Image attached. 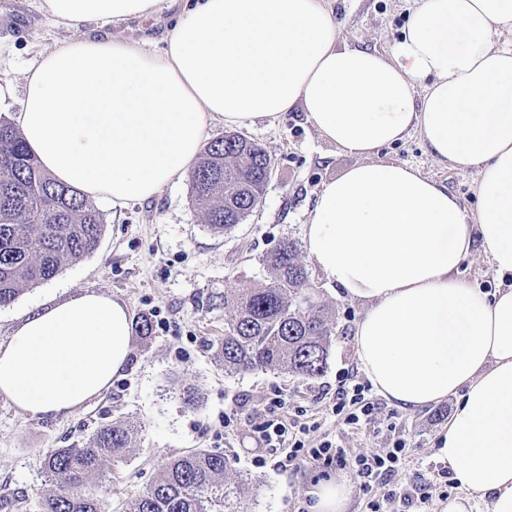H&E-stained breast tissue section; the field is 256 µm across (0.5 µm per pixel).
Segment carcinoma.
<instances>
[{"instance_id": "carcinoma-1", "label": "carcinoma", "mask_w": 512, "mask_h": 512, "mask_svg": "<svg viewBox=\"0 0 512 512\" xmlns=\"http://www.w3.org/2000/svg\"><path fill=\"white\" fill-rule=\"evenodd\" d=\"M271 159L257 143L227 133L212 141L191 172L195 202L205 222L230 230L257 205ZM103 216L76 189L43 171L22 135L0 120V307L19 292L52 279L68 262L98 245ZM272 277L224 294V338L218 355L229 374L273 369L304 380L326 364L334 331L332 311L307 293L308 275L297 241L285 238L265 259ZM141 425L104 424L81 448H56L42 458V473L55 489L42 499V512H104L87 490L102 479L110 455L130 447ZM224 454L193 449L172 458L129 512H210L223 499L230 505Z\"/></svg>"}]
</instances>
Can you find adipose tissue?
I'll return each instance as SVG.
<instances>
[{
  "label": "adipose tissue",
  "mask_w": 512,
  "mask_h": 512,
  "mask_svg": "<svg viewBox=\"0 0 512 512\" xmlns=\"http://www.w3.org/2000/svg\"><path fill=\"white\" fill-rule=\"evenodd\" d=\"M160 4L42 0L68 28ZM297 106L356 159L321 185L304 242L330 285L370 303L354 334L365 374L404 410L457 395L441 452L465 495L445 512H468L472 493L512 512V0H418L387 56L342 42L330 0H185L161 51L108 34L45 49L16 123L47 173L121 207L190 174L214 123ZM413 132L476 170L477 211L378 160ZM476 247L493 293L458 276ZM132 334L129 308L98 290L33 306L0 342V397L31 418L70 416L122 376Z\"/></svg>",
  "instance_id": "obj_1"
}]
</instances>
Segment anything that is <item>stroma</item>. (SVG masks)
Here are the masks:
<instances>
[{
    "label": "stroma",
    "mask_w": 512,
    "mask_h": 512,
    "mask_svg": "<svg viewBox=\"0 0 512 512\" xmlns=\"http://www.w3.org/2000/svg\"><path fill=\"white\" fill-rule=\"evenodd\" d=\"M415 0H334L340 35L347 43L390 53L399 40ZM180 0H162L160 10L139 20L110 26L113 38L150 37L162 49L164 37L181 10ZM83 29L57 25L41 0H0V83L20 84L25 69L53 44L82 37ZM241 134L260 144L272 160V176L242 224L229 231L212 229L194 202L190 179L166 186L154 199L115 207L99 202L104 226L96 249L66 263L51 280L20 292L0 307V341L6 340L29 307L95 289L128 305L133 316L158 310L165 326L149 337L133 336L131 362L110 390L67 418L33 419L0 398V496L17 494L18 512H39L51 485L40 474L39 459L56 448L84 445L96 428L116 421L140 422L143 430L131 448L108 458L104 477L91 490L105 512H127L131 501L157 478L173 457L196 448L223 453L230 461V486L238 490L236 512H297L312 508L315 486L323 480L347 483V512H372L350 470L304 467L279 474L255 467L262 450L255 429L269 399L281 396L282 417L320 422L314 439L329 438L351 454L369 453L405 440L409 452L391 476V485L416 486L420 501L410 512H442L462 491L439 454L456 399L414 411L380 400L373 422L358 429L340 424L332 413L343 372L367 377L353 336L367 305L350 299L308 267L309 283L319 302L333 310L335 333L322 374L303 381L273 370L243 375L225 373L217 343L224 334V294L263 282L267 254L285 238L302 240L304 226L321 184L354 164V157L324 141L301 110L276 121L257 120ZM381 159L418 168L445 184L467 208H475L477 174L436 160L418 133L382 148ZM193 387L196 409L180 398Z\"/></svg>",
    "instance_id": "stroma-1"
}]
</instances>
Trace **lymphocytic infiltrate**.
Masks as SVG:
<instances>
[{
	"mask_svg": "<svg viewBox=\"0 0 512 512\" xmlns=\"http://www.w3.org/2000/svg\"><path fill=\"white\" fill-rule=\"evenodd\" d=\"M368 391V386L360 382L339 389L333 411L340 415L344 425L355 427L374 416L378 404L369 397ZM282 405V399L276 397L264 409L257 433L266 453L256 458V467H268L282 474L301 466L346 468L352 472L362 490L378 500L389 504H412V487L393 488L387 484L388 476L397 469L406 453L404 441H394L391 448L384 451L351 456L331 439L309 442L308 437L311 432L318 430V423L282 420L278 415Z\"/></svg>",
	"mask_w": 512,
	"mask_h": 512,
	"instance_id": "obj_1",
	"label": "lymphocytic infiltrate"
}]
</instances>
